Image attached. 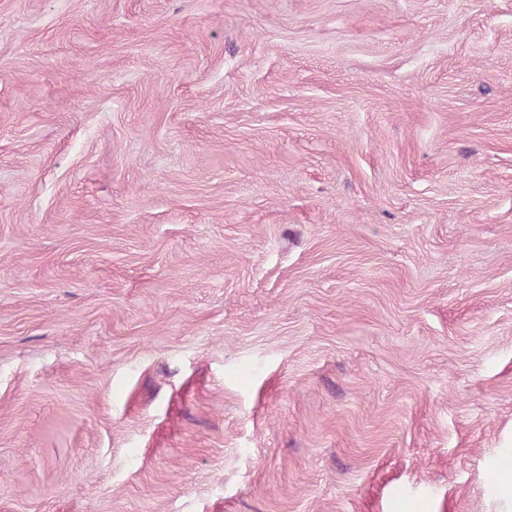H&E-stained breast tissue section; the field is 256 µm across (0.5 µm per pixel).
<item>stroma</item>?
<instances>
[{"label": "stroma", "mask_w": 512, "mask_h": 512, "mask_svg": "<svg viewBox=\"0 0 512 512\" xmlns=\"http://www.w3.org/2000/svg\"><path fill=\"white\" fill-rule=\"evenodd\" d=\"M512 0H0V512H501Z\"/></svg>", "instance_id": "1"}]
</instances>
